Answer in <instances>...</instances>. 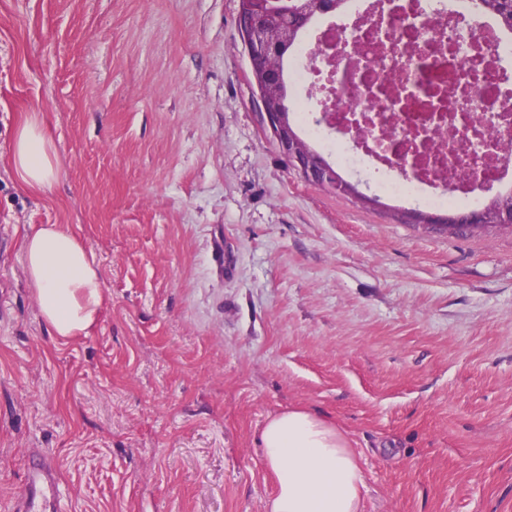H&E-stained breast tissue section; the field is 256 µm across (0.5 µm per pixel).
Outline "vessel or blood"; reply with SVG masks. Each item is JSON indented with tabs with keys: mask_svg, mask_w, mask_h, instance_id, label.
Returning <instances> with one entry per match:
<instances>
[{
	"mask_svg": "<svg viewBox=\"0 0 512 512\" xmlns=\"http://www.w3.org/2000/svg\"><path fill=\"white\" fill-rule=\"evenodd\" d=\"M61 491L51 460L33 453L24 470V490L14 506L16 512H59Z\"/></svg>",
	"mask_w": 512,
	"mask_h": 512,
	"instance_id": "obj_1",
	"label": "vessel or blood"
}]
</instances>
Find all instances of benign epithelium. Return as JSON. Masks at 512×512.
Segmentation results:
<instances>
[{
    "instance_id": "benign-epithelium-1",
    "label": "benign epithelium",
    "mask_w": 512,
    "mask_h": 512,
    "mask_svg": "<svg viewBox=\"0 0 512 512\" xmlns=\"http://www.w3.org/2000/svg\"><path fill=\"white\" fill-rule=\"evenodd\" d=\"M334 5L333 0H308L294 24L270 8L269 0H239L238 11L239 32L250 61L249 83L259 109L262 131L271 136L279 151L307 182L332 189L336 188V169L325 160L311 163V150L297 133L288 113L281 69L269 65V62L281 60L288 52L296 31L312 14L328 13ZM483 215L482 211L472 214L469 223L512 229V211L492 222L484 220ZM403 217L410 224H428L435 228L456 223L450 215L425 217L416 210L404 212Z\"/></svg>"
}]
</instances>
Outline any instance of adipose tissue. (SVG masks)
Returning a JSON list of instances; mask_svg holds the SVG:
<instances>
[{
  "mask_svg": "<svg viewBox=\"0 0 512 512\" xmlns=\"http://www.w3.org/2000/svg\"><path fill=\"white\" fill-rule=\"evenodd\" d=\"M9 163L29 190L46 189L56 179L60 159L37 114L19 119ZM21 251L42 319L61 338L87 335L106 306L92 253L60 224L28 231ZM260 442L276 486L265 512H363L365 478L350 435L331 415L306 406L270 414Z\"/></svg>",
  "mask_w": 512,
  "mask_h": 512,
  "instance_id": "adipose-tissue-1",
  "label": "adipose tissue"
}]
</instances>
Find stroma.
Listing matches in <instances>:
<instances>
[{
	"label": "stroma",
	"mask_w": 512,
	"mask_h": 512,
	"mask_svg": "<svg viewBox=\"0 0 512 512\" xmlns=\"http://www.w3.org/2000/svg\"><path fill=\"white\" fill-rule=\"evenodd\" d=\"M238 0H0V512H265L258 433H350L365 512H512V231L437 233L312 185L259 126ZM35 112L60 172L8 158ZM65 225L107 306L42 322L21 240ZM61 491L51 460L33 452L24 470V490L15 502L18 512H58Z\"/></svg>",
	"instance_id": "35a3bbf8"
}]
</instances>
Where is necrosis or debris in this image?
<instances>
[{"label": "necrosis or debris", "instance_id": "1", "mask_svg": "<svg viewBox=\"0 0 512 512\" xmlns=\"http://www.w3.org/2000/svg\"><path fill=\"white\" fill-rule=\"evenodd\" d=\"M466 14L462 0H371L315 24L287 65L302 132L397 201L462 207L475 184L512 193V38L492 18L451 24Z\"/></svg>", "mask_w": 512, "mask_h": 512}]
</instances>
